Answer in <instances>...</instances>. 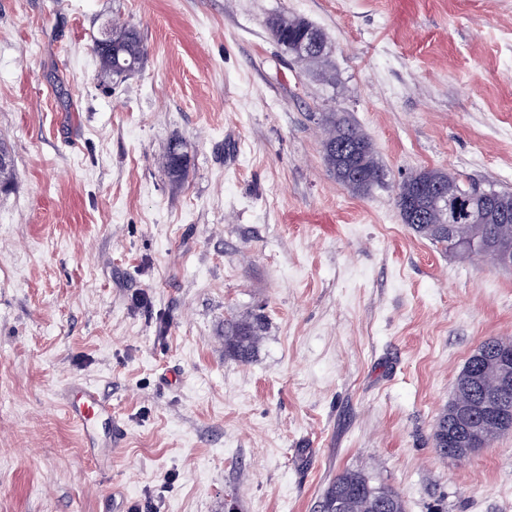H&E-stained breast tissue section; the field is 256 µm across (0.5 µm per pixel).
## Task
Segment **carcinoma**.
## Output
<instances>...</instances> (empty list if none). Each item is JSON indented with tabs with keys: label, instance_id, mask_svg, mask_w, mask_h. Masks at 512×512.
<instances>
[{
	"label": "carcinoma",
	"instance_id": "carcinoma-1",
	"mask_svg": "<svg viewBox=\"0 0 512 512\" xmlns=\"http://www.w3.org/2000/svg\"><path fill=\"white\" fill-rule=\"evenodd\" d=\"M120 41L122 66H117L112 56V40ZM94 51L99 58L104 73L122 78L137 70L143 62L145 48L136 28L129 25H118L107 22L102 28L100 37L94 42ZM326 138L322 143L325 165L338 182L359 195L368 194L380 185L384 178L383 169L378 161L372 141L353 124L336 117L332 112L326 117ZM185 158L179 151V144L169 148L168 174L172 182L178 184L185 177ZM13 179L9 152L0 146V187L8 186ZM456 182L454 175L439 169H423L411 174L398 187L397 207L399 214H404V206L412 198L420 186L427 182ZM418 236L440 245L444 249L455 252L454 238H468L475 234L487 242L495 240L512 242V222L498 224L489 219L482 225L458 224L455 236L448 234V225L441 223L439 215L432 211L420 224L407 223ZM262 332L261 323L256 320L235 319L224 324V345L234 359L246 363L253 356L256 343ZM495 388V379L491 369L482 371L480 384L476 390L466 394L469 399H476L480 394ZM445 408L435 426L434 447L440 455L452 460H460V454L448 452V412ZM505 430L496 421L485 422L484 440L473 444L475 448H487L495 439L503 435ZM345 503L342 512H378L377 503L386 499L392 505L390 512H406V505L400 494L394 489L372 483L369 476L361 471L345 470L337 474L322 495L320 512H334L336 499Z\"/></svg>",
	"mask_w": 512,
	"mask_h": 512
}]
</instances>
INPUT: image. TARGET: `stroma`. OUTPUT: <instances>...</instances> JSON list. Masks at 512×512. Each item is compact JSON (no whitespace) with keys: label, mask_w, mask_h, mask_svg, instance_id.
<instances>
[{"label":"stroma","mask_w":512,"mask_h":512,"mask_svg":"<svg viewBox=\"0 0 512 512\" xmlns=\"http://www.w3.org/2000/svg\"><path fill=\"white\" fill-rule=\"evenodd\" d=\"M284 13L326 34L329 77L274 39ZM108 19L146 47L117 82ZM509 26L512 0H0V512H318L347 469L407 512H512V432L433 446L467 359L512 338V268L396 206L430 168L512 193ZM331 112L374 144L369 195L324 164ZM256 316L242 363L224 322ZM75 383L112 400L108 472ZM113 39H119L121 50L112 44ZM94 51L104 73L117 78L125 77L137 70L145 55L143 41L137 29L125 24L112 23V20L107 22L100 37L95 40ZM120 52V62L123 65L118 67L113 56H119ZM471 356L466 361L460 374L464 371V369L467 367V365L471 362V358H472ZM459 375L456 379L454 395H453L451 401L448 403V406L444 409V411L438 418V421L436 423L435 430H434V435H433L434 447L437 449L439 454L447 459L450 458V459L456 460V461H461L460 453H449L448 452V412L450 411V407H451L452 403L457 400V392L460 391V389H461V388L460 389L457 388V380L459 378Z\"/></svg>","instance_id":"35a3bbf8"}]
</instances>
